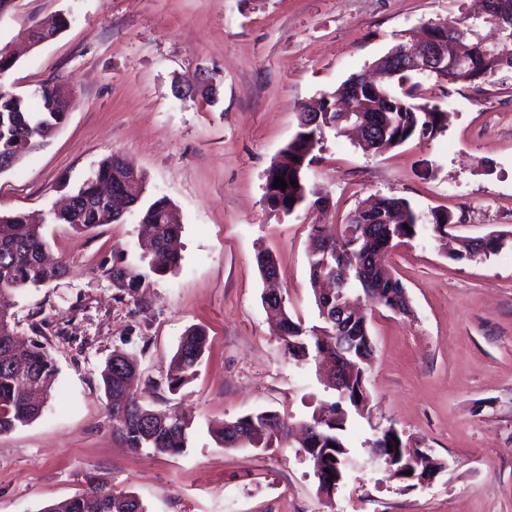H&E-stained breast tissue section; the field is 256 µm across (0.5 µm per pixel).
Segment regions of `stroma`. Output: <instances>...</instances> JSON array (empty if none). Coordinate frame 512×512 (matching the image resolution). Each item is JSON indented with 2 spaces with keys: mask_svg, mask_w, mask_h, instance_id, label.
I'll return each instance as SVG.
<instances>
[{
  "mask_svg": "<svg viewBox=\"0 0 512 512\" xmlns=\"http://www.w3.org/2000/svg\"><path fill=\"white\" fill-rule=\"evenodd\" d=\"M471 9L472 0H13L0 17V47L18 54L6 84L35 106L43 83H61L73 104L48 142L0 174V213L48 214L116 153L144 174L147 198L174 204L183 232L179 268L150 275L131 298L108 270L148 272L138 213L88 231L45 225L66 273L19 298L15 330L42 331L59 375L43 414L0 434V512H42L93 483L136 495L147 512H512L511 246L453 261L424 233L389 255L410 311L368 312V399L349 415L352 467L333 498L296 443L229 449L214 434L253 412L304 421L335 399L314 365L288 356L262 300L257 250L276 255L285 306L309 327V227L339 222L369 196L448 212L452 237L512 234V70L448 97L446 79H429L432 103L449 114L432 140L374 154L326 133L310 178L328 210L284 215L263 201L265 172L303 106L419 26ZM58 13L69 28L26 48L21 31ZM206 78L216 100L194 92ZM193 325L206 328L208 349L168 392L157 381ZM116 351L137 358L144 403L189 420L183 452L114 440L100 372ZM389 427L444 462L430 483L407 487L369 458V440Z\"/></svg>",
  "mask_w": 512,
  "mask_h": 512,
  "instance_id": "1",
  "label": "stroma"
}]
</instances>
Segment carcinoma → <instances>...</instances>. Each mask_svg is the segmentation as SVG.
Returning <instances> with one entry per match:
<instances>
[{"label":"carcinoma","mask_w":512,"mask_h":512,"mask_svg":"<svg viewBox=\"0 0 512 512\" xmlns=\"http://www.w3.org/2000/svg\"><path fill=\"white\" fill-rule=\"evenodd\" d=\"M474 18L488 20L503 34L512 35V0H496V11L482 16L474 12ZM436 33L453 57L472 34L470 26L462 21L448 20L433 25ZM512 54V43L508 47L491 48L481 42L470 44L466 49L469 65L447 74L452 84H473L508 68L501 53ZM424 77L407 71L391 79L396 87L391 92L383 86L375 89L364 85L362 99L357 106L364 115L383 116L387 121V142L395 147L410 139L425 140L435 136L448 118L437 105L424 101ZM42 107L33 112L25 98L13 96V91L0 83V173L9 170L60 127L67 118L70 102L57 92V84H44L39 89ZM358 119L343 117L341 112H330L328 127L320 121L310 127H300L281 150L279 158L265 173V192L269 193L268 208H281L292 214L304 209L309 212L321 208L327 198L320 195L309 182V171L314 163V150L320 143L323 132L331 128L340 133L347 130ZM286 182L294 181L298 187L285 190L273 188L276 177ZM112 186L115 196L102 202L97 198L95 185ZM146 191V180L141 174L131 171L117 154L103 159L89 178L77 190V194L88 197L80 223H74L64 211L54 212L52 222L67 224L76 230H85L103 224L120 221L118 215L126 206H138ZM452 217L443 211H433L425 216L415 211L403 198L378 196L357 206L354 213L341 224V232L332 243L329 257L311 254L309 280L311 288L319 286L320 280L336 276V267H349V280L341 288L346 297H353L355 288L369 289L382 298V306L405 313L408 297L401 282L390 273L386 262L396 242L402 238L413 239L425 228L435 235L446 232ZM43 225L35 222L24 212L0 215V433H7L19 426L27 425L44 411V406L31 401L25 394L23 380L35 379L42 384L45 395H50L59 368L56 360L41 342H33L25 348L16 345L12 309L16 300L25 292L46 286L64 274L61 266H43L38 263V253L47 248L48 242L42 232ZM140 235L151 240L154 251L150 269L162 275L180 266L181 255L175 242L181 236L179 223L171 202L159 197L140 210ZM506 243L499 235L481 240L476 244L465 243L453 252L450 258L461 261L475 255L489 256L499 252ZM260 275L265 277L280 271L276 256L269 250L256 255ZM113 286L130 297L143 295L148 287L146 276L134 267L114 265L108 270ZM279 288L269 289L264 302L279 308V326L286 332L281 337L289 356L312 359L320 365L326 359L336 362L344 352L336 351L332 341L336 329H328L323 323L305 327L294 321L275 295ZM347 335L356 337L360 349L350 356L356 368L355 383L365 379L372 361L373 348L366 347L369 335L367 320L356 315L347 330ZM208 347L205 329L189 328L182 336L170 362L164 385L175 391L188 382L197 372ZM104 390L112 398L122 397L124 402L109 406L108 416L112 421L113 437L127 448H150L157 454L175 455L187 447V425L185 421L173 419L160 409L144 404L138 396L137 372L134 361L120 352L112 353L101 372ZM361 393L348 389V394L329 407L314 410L309 426L315 432L301 439L299 447L313 465L327 468L336 465L349 454L345 439L348 413L346 408H358ZM217 436L227 448H237L248 441L252 445L269 448L288 436V426L270 411H260L237 418L217 430ZM393 448L398 452L396 467L407 464L403 449L409 444L398 431L390 428L382 431L372 442L373 448ZM44 512H146L141 500L130 493L116 494L98 485L77 493Z\"/></svg>","instance_id":"obj_1"}]
</instances>
